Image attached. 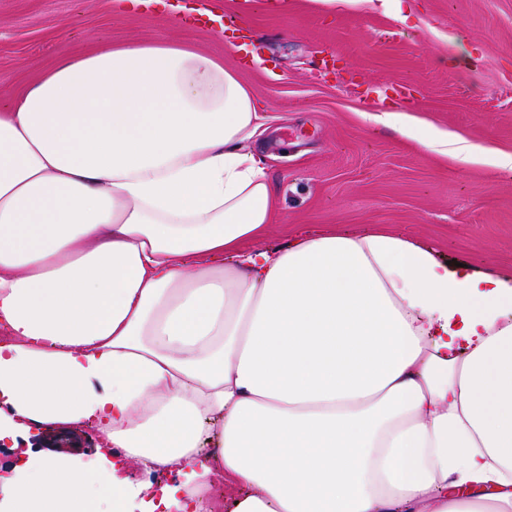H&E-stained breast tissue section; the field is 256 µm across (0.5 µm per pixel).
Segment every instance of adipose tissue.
I'll use <instances>...</instances> for the list:
<instances>
[{
  "label": "adipose tissue",
  "mask_w": 512,
  "mask_h": 512,
  "mask_svg": "<svg viewBox=\"0 0 512 512\" xmlns=\"http://www.w3.org/2000/svg\"><path fill=\"white\" fill-rule=\"evenodd\" d=\"M470 164L512 154L400 110ZM261 109L186 41L100 43L0 107V512H512V276L388 230L272 222ZM175 472L152 488L121 466ZM59 430L66 435L65 440L57 443L56 451L61 452H73V453H84L86 455H92L95 452L98 440L96 441L95 431L88 433L87 428L74 427V428H61ZM91 450V452H89Z\"/></svg>",
  "instance_id": "1"
}]
</instances>
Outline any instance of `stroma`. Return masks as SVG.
<instances>
[{
    "mask_svg": "<svg viewBox=\"0 0 512 512\" xmlns=\"http://www.w3.org/2000/svg\"><path fill=\"white\" fill-rule=\"evenodd\" d=\"M190 27L126 0H0V105L100 42L186 39L261 102L251 148L274 218L256 249L312 227L386 229L438 260L512 275V170L429 151L371 116L401 109L512 154V0H180ZM256 45L252 58L238 52Z\"/></svg>",
    "mask_w": 512,
    "mask_h": 512,
    "instance_id": "stroma-1",
    "label": "stroma"
}]
</instances>
